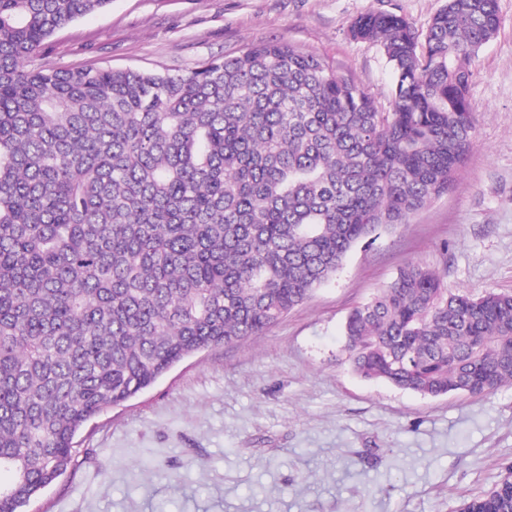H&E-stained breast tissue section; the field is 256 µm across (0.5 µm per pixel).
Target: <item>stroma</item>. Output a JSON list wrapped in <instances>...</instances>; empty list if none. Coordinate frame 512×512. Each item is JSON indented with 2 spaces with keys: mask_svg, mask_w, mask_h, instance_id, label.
<instances>
[{
  "mask_svg": "<svg viewBox=\"0 0 512 512\" xmlns=\"http://www.w3.org/2000/svg\"><path fill=\"white\" fill-rule=\"evenodd\" d=\"M446 0H112L55 32L35 66L181 73L281 41L351 78L379 111L393 78L353 40L366 11L425 36ZM479 52L475 132L446 194L356 247L336 276L263 335L188 357L92 418L68 470L25 512H459L512 466V386L437 397L356 375L349 311L399 270L453 291H512V0Z\"/></svg>",
  "mask_w": 512,
  "mask_h": 512,
  "instance_id": "35a3bbf8",
  "label": "stroma"
}]
</instances>
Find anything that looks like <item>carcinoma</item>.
I'll return each mask as SVG.
<instances>
[{"mask_svg": "<svg viewBox=\"0 0 512 512\" xmlns=\"http://www.w3.org/2000/svg\"><path fill=\"white\" fill-rule=\"evenodd\" d=\"M112 0H0V512L66 472L103 409L206 348L261 336L349 252L446 193L498 0H448L424 42L392 13L353 39L393 76L381 112L284 42L186 73L31 68ZM353 370L429 396L512 385V292L411 263L344 323ZM512 512V475L464 503Z\"/></svg>", "mask_w": 512, "mask_h": 512, "instance_id": "carcinoma-1", "label": "carcinoma"}]
</instances>
